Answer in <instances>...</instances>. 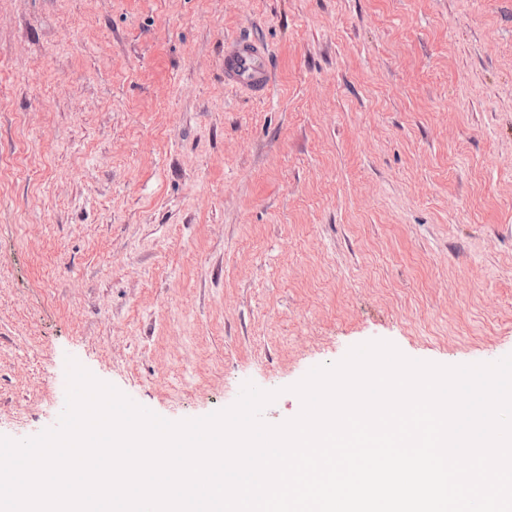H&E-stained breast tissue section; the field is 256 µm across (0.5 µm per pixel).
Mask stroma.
Here are the masks:
<instances>
[{"instance_id": "1", "label": "stroma", "mask_w": 512, "mask_h": 512, "mask_svg": "<svg viewBox=\"0 0 512 512\" xmlns=\"http://www.w3.org/2000/svg\"><path fill=\"white\" fill-rule=\"evenodd\" d=\"M374 340L512 354V0H0V435L57 424L70 357L278 425ZM273 75L263 48L238 38L226 41L224 78L228 82L261 94L272 85Z\"/></svg>"}]
</instances>
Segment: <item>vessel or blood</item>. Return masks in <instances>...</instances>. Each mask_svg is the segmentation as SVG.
Returning a JSON list of instances; mask_svg holds the SVG:
<instances>
[{"label":"vessel or blood","mask_w":512,"mask_h":512,"mask_svg":"<svg viewBox=\"0 0 512 512\" xmlns=\"http://www.w3.org/2000/svg\"><path fill=\"white\" fill-rule=\"evenodd\" d=\"M224 77L233 84L260 94L273 83V71L266 51L258 45L238 38L226 42Z\"/></svg>","instance_id":"obj_1"}]
</instances>
